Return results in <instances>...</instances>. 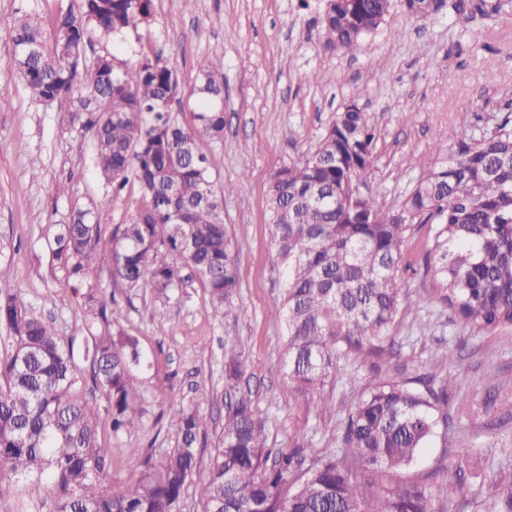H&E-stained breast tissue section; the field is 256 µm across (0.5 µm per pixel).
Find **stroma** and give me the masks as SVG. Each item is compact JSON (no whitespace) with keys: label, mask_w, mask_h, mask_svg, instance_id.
Masks as SVG:
<instances>
[{"label":"stroma","mask_w":512,"mask_h":512,"mask_svg":"<svg viewBox=\"0 0 512 512\" xmlns=\"http://www.w3.org/2000/svg\"><path fill=\"white\" fill-rule=\"evenodd\" d=\"M80 0H0V79L11 91L0 98V278L25 291L34 311L60 335L85 334V288L52 266L49 243L72 209L99 201L108 186L94 164L91 134L71 129L67 103L33 102L14 74L6 49L11 27L27 8L52 15ZM327 0H153L150 23L125 41L94 38L96 52L118 51L128 61L161 54L182 89L174 109L193 124L189 95L202 66L224 59V138L203 141L216 185L234 184L224 196V223L241 250L235 265L233 311L209 304L200 282L170 295L136 289L102 276L112 295L114 326L137 339L144 358L135 370L142 394V425L108 440L112 481H124L146 459L166 456L177 445L172 413L196 406L207 417L199 447L209 460L224 427V356L241 354L257 416L269 447L300 449L314 457L340 452L341 430L351 403L389 379L425 376L432 354L448 356L454 387L448 393V430L430 438L400 479L428 481L435 503L451 512H499L490 479L512 476V326L470 330L431 296L423 276L427 226L414 227L402 247L399 283L404 308L379 352L339 354L323 391L336 411L323 415L314 396L298 390L283 368L284 321L274 311L283 302L285 269L271 235L267 188L280 168L315 150L337 112L351 103L374 130L373 188L387 207L401 203L440 157L434 136L453 129L480 138L502 122L512 99V17L458 16L443 7L428 18L409 17L394 5L365 37L356 56L328 48L320 19ZM484 102V112L472 110ZM66 185L65 194L51 190ZM430 325L421 336L419 322ZM484 467L485 483L458 491L448 471L465 457Z\"/></svg>","instance_id":"obj_1"}]
</instances>
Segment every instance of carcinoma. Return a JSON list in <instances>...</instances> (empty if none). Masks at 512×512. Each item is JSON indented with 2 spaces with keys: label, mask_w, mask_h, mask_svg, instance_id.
<instances>
[{
  "label": "carcinoma",
  "mask_w": 512,
  "mask_h": 512,
  "mask_svg": "<svg viewBox=\"0 0 512 512\" xmlns=\"http://www.w3.org/2000/svg\"><path fill=\"white\" fill-rule=\"evenodd\" d=\"M426 18L443 0H400ZM393 0H328L322 16L327 44L362 49ZM152 0H81L51 18L20 17L8 49L32 100L69 103L71 127L94 134L96 167L111 197L78 207L50 243L51 263L86 284V336L74 338L28 309L22 289L0 279V501L17 480L35 477L55 512H180L186 483L198 470L197 445L208 421L196 407L177 409V448L146 461L125 481H106L112 448L106 435L140 428L141 398L134 367L136 339L111 327L115 299L99 291L94 274L102 226L112 201L134 175L139 198L112 233L110 271L129 288L150 283L165 294L186 268L208 289L220 313L232 310V269L239 246L224 224V193L215 186L201 137L224 138V60L205 65L192 95L196 124L172 110L180 85L174 70L145 55L135 63L110 53L88 54L91 34L124 40L149 23ZM53 28L46 40L45 23ZM374 133L351 103L336 113L316 150L279 169L267 204L276 255L285 265L283 366L295 386L318 394L322 414L335 412L322 388L336 354L362 355L385 337L404 305L398 284L403 243L417 224L431 225L425 276L434 295L472 330L512 326V119L479 140L437 133L448 144L440 165L394 208L373 190ZM241 355L225 359L226 394L220 446L200 483L206 512H436L430 487L394 478L446 424V375L440 391L411 381L385 380L351 404L342 452L303 466L298 452L267 447L265 424L250 398L238 394ZM100 391L101 406L87 391ZM370 480L362 482L357 472ZM481 477L460 462L448 485ZM512 512V477L494 485Z\"/></svg>",
  "instance_id": "cac0c4a2"
}]
</instances>
